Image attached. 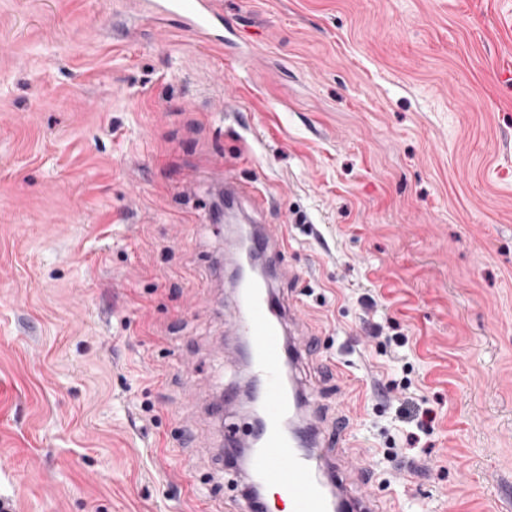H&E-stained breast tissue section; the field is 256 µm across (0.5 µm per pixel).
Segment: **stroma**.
<instances>
[{
  "label": "stroma",
  "instance_id": "obj_1",
  "mask_svg": "<svg viewBox=\"0 0 512 512\" xmlns=\"http://www.w3.org/2000/svg\"><path fill=\"white\" fill-rule=\"evenodd\" d=\"M223 2L233 57L119 0H0V504L243 507L224 428L248 420L213 413L245 380L231 173L288 227L321 456L381 512H512V0ZM375 323L435 414L381 468L410 426ZM241 194H247L255 204L265 200V194L261 187L255 184L242 185L229 173L224 174V205L226 211H230L237 198Z\"/></svg>",
  "mask_w": 512,
  "mask_h": 512
}]
</instances>
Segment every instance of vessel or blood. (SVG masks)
I'll return each mask as SVG.
<instances>
[{
  "label": "vessel or blood",
  "mask_w": 512,
  "mask_h": 512,
  "mask_svg": "<svg viewBox=\"0 0 512 512\" xmlns=\"http://www.w3.org/2000/svg\"><path fill=\"white\" fill-rule=\"evenodd\" d=\"M130 11L142 19L163 23L174 19L181 32L204 48L224 50V10L220 0H127ZM261 202L265 194L255 184L224 178V205L233 208L240 195ZM252 251L276 258L288 246L286 229L254 225L248 238ZM234 323L243 338L261 413L255 430H229L231 448L251 446L249 468L254 479L275 490L289 512H377L371 486L352 492L325 475L326 463L312 449L323 434L313 404L294 380L285 376L292 353L287 350V323L270 280L242 277L237 284Z\"/></svg>",
  "instance_id": "b4317fda"
}]
</instances>
